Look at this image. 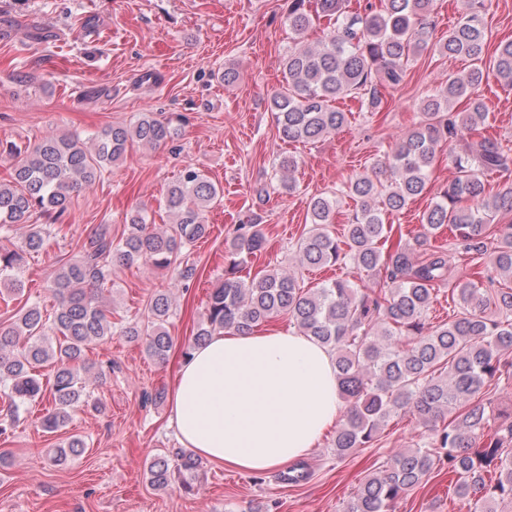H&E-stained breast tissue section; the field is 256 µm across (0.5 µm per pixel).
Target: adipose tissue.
Segmentation results:
<instances>
[{
    "instance_id": "ef3b65f1",
    "label": "adipose tissue",
    "mask_w": 512,
    "mask_h": 512,
    "mask_svg": "<svg viewBox=\"0 0 512 512\" xmlns=\"http://www.w3.org/2000/svg\"><path fill=\"white\" fill-rule=\"evenodd\" d=\"M169 406L168 426L183 447L254 473L309 453L343 400L334 357L312 337L220 332L179 361Z\"/></svg>"
}]
</instances>
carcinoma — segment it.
Wrapping results in <instances>:
<instances>
[{
    "instance_id": "carcinoma-1",
    "label": "carcinoma",
    "mask_w": 512,
    "mask_h": 512,
    "mask_svg": "<svg viewBox=\"0 0 512 512\" xmlns=\"http://www.w3.org/2000/svg\"><path fill=\"white\" fill-rule=\"evenodd\" d=\"M346 0H317L334 28L310 47L299 42L280 62L283 85L271 98L281 138L314 144L336 133L347 115L334 106L358 98L369 110L381 103V89L400 85L411 57L431 46L434 0H380L349 12ZM489 0H464L466 10L436 43L440 53L461 57L470 68L427 96L423 120L372 167L344 183L337 194L358 202L345 241L331 234L336 198L324 194L308 202L310 227L298 242L300 264L348 263L359 272L384 278L386 287L362 290L347 279L307 288L295 274L266 270L241 276L247 259L265 247L258 216L237 225L224 270V283L214 289L192 343L193 349L221 330L249 334L280 315L298 332L310 336L335 356L336 376L346 402L330 448L342 460L359 448H370L395 417L410 414L429 434L411 448L395 451L369 473L345 512H395L400 500L444 472L468 512H496V504H512V412L497 428L480 394L486 382L512 371V286L484 289L472 281L452 288L457 305L453 320L426 327L425 315L437 297V285L448 279V251L435 248L415 257L428 235L448 225L473 255H484L487 241H496L487 276L512 280V224L493 223L499 211L512 212V184L491 195L482 176L512 170V154L497 141L468 136L488 117L480 89L493 73L502 88L512 90V41L498 45L485 59L488 30L483 15ZM288 25L301 38L312 24L307 0H288ZM465 98L469 108L454 111ZM170 119L143 112L127 125L101 130L84 141L66 134L42 141L33 149L10 148L16 163L8 182L0 181V230L22 224L34 214L59 217L72 195L101 178L135 144L157 147L173 138ZM462 142L455 156L454 178L441 190L421 218L423 232L415 245L392 239L388 215L400 213L421 195L430 179L436 150L444 142ZM293 157L280 163V189L294 192ZM221 200V190L203 173L184 169L165 197L172 216L168 231H159L146 211L130 214L122 238L112 240L108 224L98 225L80 248V256L64 263L51 290L53 312L38 303L24 304L17 319L0 326V388L7 403L0 418V436H7L20 408L47 401L44 431L64 428L71 413L89 405L90 394L79 369L85 367L89 345L112 335V309L103 291L116 267L147 265L177 269L183 284L192 281L195 264L180 259L205 237L206 212ZM45 231L32 224L20 244L0 246V289L20 295L26 258L44 250ZM172 298L161 289L151 297L144 319L125 326L123 335L144 345L155 360L172 347L166 329ZM86 440L71 435L55 448L61 465L80 456ZM202 462L189 453L172 459L153 457L148 481L158 490L178 485L193 491Z\"/></svg>"
}]
</instances>
